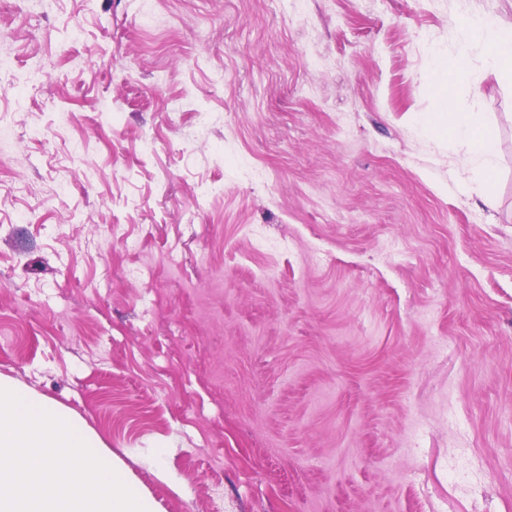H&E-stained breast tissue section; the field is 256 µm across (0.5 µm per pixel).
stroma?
Segmentation results:
<instances>
[{
    "instance_id": "1",
    "label": "stroma",
    "mask_w": 512,
    "mask_h": 512,
    "mask_svg": "<svg viewBox=\"0 0 512 512\" xmlns=\"http://www.w3.org/2000/svg\"><path fill=\"white\" fill-rule=\"evenodd\" d=\"M475 16L512 0H0V377L160 512H512V84L476 52L453 100L495 205L416 126Z\"/></svg>"
}]
</instances>
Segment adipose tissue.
<instances>
[{
    "instance_id": "ef3b65f1",
    "label": "adipose tissue",
    "mask_w": 512,
    "mask_h": 512,
    "mask_svg": "<svg viewBox=\"0 0 512 512\" xmlns=\"http://www.w3.org/2000/svg\"><path fill=\"white\" fill-rule=\"evenodd\" d=\"M459 29L463 40L456 54L439 60L427 74L428 81L439 90L440 107L437 112L421 116L418 123L425 129H447L449 138L462 147L460 165L478 177L484 199L490 203L494 200L491 175L496 170L494 133L488 126L457 112L451 98L454 85L468 76L469 56L475 49L491 70L512 82V31L497 19L485 16L460 23Z\"/></svg>"
}]
</instances>
